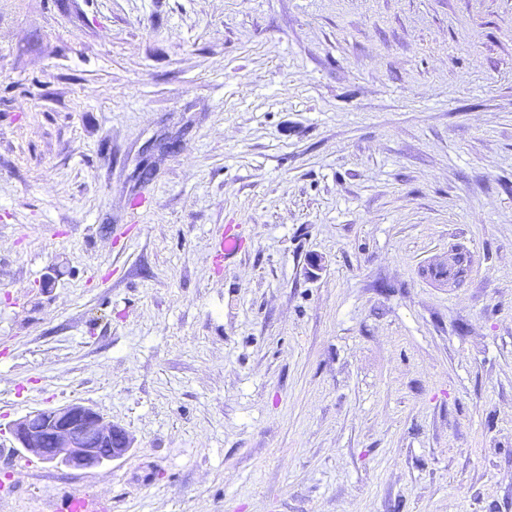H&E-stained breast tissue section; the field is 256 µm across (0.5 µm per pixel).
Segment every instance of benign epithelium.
<instances>
[{"mask_svg":"<svg viewBox=\"0 0 512 512\" xmlns=\"http://www.w3.org/2000/svg\"><path fill=\"white\" fill-rule=\"evenodd\" d=\"M11 433L22 453L40 459L48 456L70 470L105 469L133 446L123 427L81 402L29 412L13 422Z\"/></svg>","mask_w":512,"mask_h":512,"instance_id":"benign-epithelium-1","label":"benign epithelium"}]
</instances>
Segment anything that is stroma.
I'll return each instance as SVG.
<instances>
[{"mask_svg":"<svg viewBox=\"0 0 512 512\" xmlns=\"http://www.w3.org/2000/svg\"><path fill=\"white\" fill-rule=\"evenodd\" d=\"M71 401L134 449L19 469ZM76 487L512 512V0H0V512ZM213 238L216 250L224 260L232 258L238 253L241 243L237 236L229 233V229L224 230V227L221 226L215 228ZM447 261L448 264H431L427 269L429 277L437 282L454 285L458 284L467 275L469 270V260L462 252L453 253L451 257L448 255L437 258L436 263Z\"/></svg>","mask_w":512,"mask_h":512,"instance_id":"stroma-1","label":"stroma"}]
</instances>
